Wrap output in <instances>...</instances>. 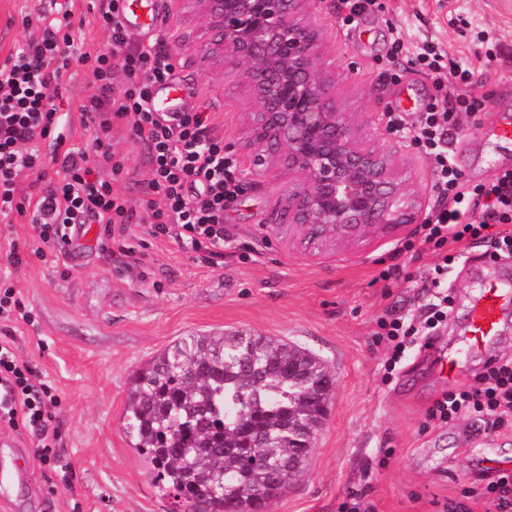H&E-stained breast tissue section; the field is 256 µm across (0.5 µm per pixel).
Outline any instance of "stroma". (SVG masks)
Masks as SVG:
<instances>
[{
  "mask_svg": "<svg viewBox=\"0 0 512 512\" xmlns=\"http://www.w3.org/2000/svg\"><path fill=\"white\" fill-rule=\"evenodd\" d=\"M39 0H0V59L24 38L21 14ZM185 0H142L159 24L134 41L160 43L176 81L189 85V108L211 112L215 134L239 164L242 191L224 216V263L208 266L171 238H145L136 254L123 243L74 256L35 255L36 233L19 218L0 217V276L20 291L32 324L16 325L13 347L37 364L56 387L61 446L73 480L63 485L39 467L35 441L17 442L34 476L18 507L4 512H169L172 500L130 446L124 429L126 390L141 364L183 336L244 331L271 336L324 360L335 385L322 427L312 440L303 472L264 512H338L350 488L367 484L378 512H442L463 501L468 512H486L464 489L488 472L487 458L512 462V430L472 435L467 422L425 427V414L448 390L432 352L411 349L393 373L374 342L380 318L424 304L420 277L436 258L407 252L420 227L403 224L336 248H304L285 211L288 179L251 173L238 144L246 134L249 103L228 91L230 79L188 47L194 38ZM325 30L327 66L337 76L344 111L367 122L373 138L389 143L385 115L414 113L415 103L438 97L433 80L405 67L399 82L382 76L392 32L409 42L432 36L450 63L471 69L459 94L482 99L475 118L462 120L453 151L464 179L486 182L494 167H512V145L495 147L492 130L512 113V0H377L357 26L343 24L336 0L313 16ZM112 147L128 155L129 173L118 189L132 201L146 168L124 128L112 130ZM18 250L19 267L4 256ZM398 277L382 282L380 271ZM512 278V258L490 260L472 244L464 264L448 271L453 310L436 345L454 344L481 283Z\"/></svg>",
  "mask_w": 512,
  "mask_h": 512,
  "instance_id": "stroma-1",
  "label": "stroma"
}]
</instances>
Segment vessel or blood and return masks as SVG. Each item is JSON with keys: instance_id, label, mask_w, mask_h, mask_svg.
Here are the masks:
<instances>
[{"instance_id": "vessel-or-blood-1", "label": "vessel or blood", "mask_w": 512, "mask_h": 512, "mask_svg": "<svg viewBox=\"0 0 512 512\" xmlns=\"http://www.w3.org/2000/svg\"><path fill=\"white\" fill-rule=\"evenodd\" d=\"M189 89L180 83L166 86L154 98L152 108L157 112H173L189 98ZM512 305V281L486 282L473 303L466 329L457 346L441 356L439 370L449 381L458 380L467 361L474 356L489 357L494 352L504 322V310Z\"/></svg>"}]
</instances>
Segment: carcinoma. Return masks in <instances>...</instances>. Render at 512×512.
Returning <instances> with one entry per match:
<instances>
[{
    "label": "carcinoma",
    "instance_id": "cac0c4a2",
    "mask_svg": "<svg viewBox=\"0 0 512 512\" xmlns=\"http://www.w3.org/2000/svg\"><path fill=\"white\" fill-rule=\"evenodd\" d=\"M334 380L267 336H184L132 378L125 430L182 512H262L304 468Z\"/></svg>",
    "mask_w": 512,
    "mask_h": 512
}]
</instances>
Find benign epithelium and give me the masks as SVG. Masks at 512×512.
I'll return each instance as SVG.
<instances>
[{
  "instance_id": "benign-epithelium-1",
  "label": "benign epithelium",
  "mask_w": 512,
  "mask_h": 512,
  "mask_svg": "<svg viewBox=\"0 0 512 512\" xmlns=\"http://www.w3.org/2000/svg\"><path fill=\"white\" fill-rule=\"evenodd\" d=\"M197 49L238 77L252 101L241 149L257 177H288V223L309 246L345 245L419 224L425 199L396 151L370 144L339 109L336 74L322 63L324 0H190Z\"/></svg>"
}]
</instances>
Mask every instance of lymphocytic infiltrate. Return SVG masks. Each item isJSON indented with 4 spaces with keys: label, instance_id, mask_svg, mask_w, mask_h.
<instances>
[{
    "label": "lymphocytic infiltrate",
    "instance_id": "obj_1",
    "mask_svg": "<svg viewBox=\"0 0 512 512\" xmlns=\"http://www.w3.org/2000/svg\"><path fill=\"white\" fill-rule=\"evenodd\" d=\"M38 16L23 15L22 44L0 61V215H17L32 225L36 241L48 250L67 244L74 224H99L102 242L128 238L132 225L145 223L146 235L174 239L197 260L217 264L224 257V211L239 189L238 164L215 136L210 113H158L151 107L158 87L173 79V66L156 46L133 43L120 0H88L109 33L107 50H90L73 36V0H47ZM393 56L429 75L441 76L448 58L429 41L407 45L396 34ZM90 74L88 93L77 110L94 132L93 152L74 146L67 118L56 104L63 74L72 62ZM479 101L450 94L428 102L415 122L390 112L388 126L409 136L431 167L436 202L421 226V241L441 261L422 279L427 303L378 321V336L391 361H399L410 337L434 335L449 313L440 291L448 267L465 260L471 243L512 252V170L466 185L451 149L460 118ZM124 125L133 146L145 150L148 166L138 205H130L116 185L126 175L127 158L112 149V128ZM60 405L56 388L42 379L29 360L0 340V425L36 441L41 468L64 473L60 431L52 412ZM434 425L470 422L474 433L512 429V358L494 356L472 379L449 388L428 411Z\"/></svg>",
    "mask_w": 512,
    "mask_h": 512
}]
</instances>
